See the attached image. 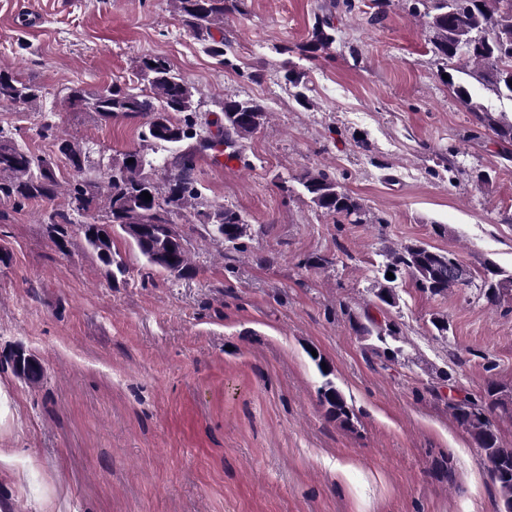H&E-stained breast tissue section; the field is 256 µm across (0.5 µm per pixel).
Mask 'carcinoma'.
I'll return each mask as SVG.
<instances>
[{
    "label": "carcinoma",
    "mask_w": 512,
    "mask_h": 512,
    "mask_svg": "<svg viewBox=\"0 0 512 512\" xmlns=\"http://www.w3.org/2000/svg\"><path fill=\"white\" fill-rule=\"evenodd\" d=\"M182 21L196 34L211 39L207 52L224 56V39L213 38L212 29L223 31L224 17L243 11L244 0H173ZM411 15L419 19L431 33L435 56L451 65L448 86L459 103L471 113L480 127L491 131L503 144H512V118L492 112L475 98L474 83L486 87L497 97L512 102V0H407ZM335 27L330 19H317L310 42L305 47L309 58L327 52L335 41ZM145 88L133 92L113 85L99 94L93 109L110 119L117 116L146 119L143 141L152 148H178L193 140L201 148L219 144L239 153L244 140L268 122L269 112L257 98L224 97L221 110L224 127L217 134H205L198 122L197 102L192 86L172 72L169 63L159 57H146L139 65ZM42 97V88L9 72L0 71V103L14 106L33 103ZM43 131L58 142V150L68 161L72 179L68 182L67 207L53 209L45 216L60 251L69 243L68 228L75 225L86 246L95 253L112 282L127 273L122 255L112 249V234H122L133 250L146 262L148 269L161 270L179 280L189 277L193 267L184 237L173 227L175 218L191 214L207 226V233L219 239L228 250L238 249V241L247 236L249 225L240 212L222 205L202 202L195 176L194 155L183 151L175 157L165 177H152L153 161L142 148L127 151L118 165L112 166L96 180L86 172V152L77 142L47 124ZM134 162H128V159ZM310 201L326 214L339 216L350 224L365 223L362 204L344 192L336 178L324 170L306 171L298 177ZM60 188L55 164L46 157L24 149L15 133L0 126V200L20 208L35 199H52ZM152 199L143 200L142 192ZM100 202L105 213L103 223L97 220L75 224L73 216H84L94 202ZM386 271L405 273L420 289L434 296H446L456 288L473 284L474 275L464 280L454 273L458 265L469 268L456 255L436 250L424 243H413L390 249L385 254ZM395 280L384 278L374 289L375 298L388 306L396 304ZM481 290L488 304L498 307L512 300V272L488 268ZM356 332L375 337L382 349H373L377 357L388 362L398 360L402 348L393 346L399 330L393 323L381 325L367 319L355 322ZM326 381L318 389L319 399L328 414L342 422L351 420V412L341 390L320 370ZM459 427L471 437L487 462L492 479L498 485L499 512H512V448L504 447L491 416L496 412L512 414V387L493 380L487 382L483 394L459 395L449 403Z\"/></svg>",
    "instance_id": "1"
}]
</instances>
